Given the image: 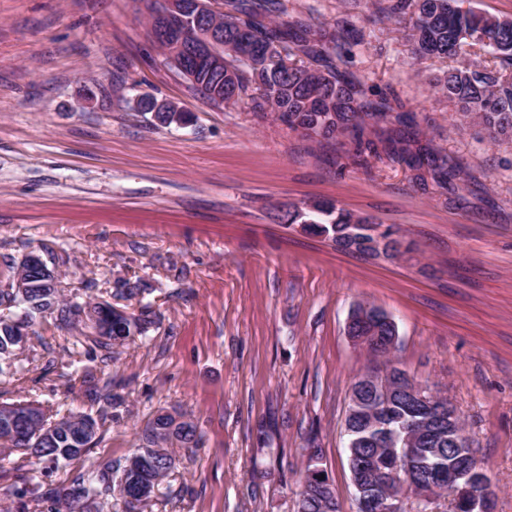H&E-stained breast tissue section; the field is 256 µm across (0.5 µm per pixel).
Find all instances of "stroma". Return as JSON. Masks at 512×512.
I'll return each mask as SVG.
<instances>
[{
  "mask_svg": "<svg viewBox=\"0 0 512 512\" xmlns=\"http://www.w3.org/2000/svg\"><path fill=\"white\" fill-rule=\"evenodd\" d=\"M331 28L360 19L346 67L397 98L412 124L368 121L382 158L358 164L349 139H312L248 101L215 104L152 42L138 0H0V288L11 261L55 264L64 299L98 298L155 324L88 372L73 368L85 326H32L54 350L48 375L22 370L11 402L96 413L92 380L123 400L92 457L119 459L161 412L196 424L172 443L176 468L144 512H295L319 449L336 512H356L345 418L356 377L394 366L448 398L490 477L495 512H512V140L437 94L445 62H415L401 26L370 23L365 0H288ZM176 103L163 126L136 101ZM425 148L457 177L440 185L399 149ZM330 202L393 227L413 249L386 259L336 248L278 223L282 205ZM125 277L143 300L116 297ZM397 328L390 360L347 334L357 306Z\"/></svg>",
  "mask_w": 512,
  "mask_h": 512,
  "instance_id": "1",
  "label": "stroma"
}]
</instances>
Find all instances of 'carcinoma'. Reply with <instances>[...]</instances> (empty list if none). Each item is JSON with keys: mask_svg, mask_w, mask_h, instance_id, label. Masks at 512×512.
Returning a JSON list of instances; mask_svg holds the SVG:
<instances>
[{"mask_svg": "<svg viewBox=\"0 0 512 512\" xmlns=\"http://www.w3.org/2000/svg\"><path fill=\"white\" fill-rule=\"evenodd\" d=\"M224 13L211 16L209 23L219 35L217 47L224 55V70L216 71L201 65L195 82L209 88L222 84L230 92L222 98L211 94L214 103L251 101L255 112H277L288 126L306 136H347L355 143L356 156L368 153L378 156V145L363 137L366 119L386 120L399 104L386 95L379 100L368 98L370 89L356 79L348 78L339 65L348 62V51L362 42L360 26L349 15L336 18L335 31L328 37L317 35L309 20L293 15L288 0H223ZM379 18L396 24L411 21L405 39L413 59H451L458 65L448 68L433 79V87L455 103L459 110L484 127L496 140L512 138V19H502L473 8L462 7V0H375ZM240 29L252 32L258 51L248 57L239 54L236 34ZM490 55L480 63H470L466 56L474 47ZM291 53L315 61L326 62L325 68L298 65L287 61ZM138 108L153 114L162 125L186 123L189 116L170 101L154 98L138 99ZM352 213L332 204L319 202L308 208L290 206L281 220L287 224H308L310 231L333 236L336 226L349 224ZM14 277L23 279L24 287L14 284L0 289V307L23 306L24 321L51 317L68 324L79 314L81 305L61 299L57 283L46 280L40 268L21 259L12 265ZM145 285L140 280L115 281V295L133 299L141 295ZM96 318L87 319L90 332L77 340L84 356L93 361L110 358L112 347L134 336H145L154 324V313L143 307L128 319L112 311V304L100 300L93 303ZM21 325L0 317V381L11 382L18 373L16 362L22 345L16 339ZM110 382L94 389L92 397L103 400L99 416L74 413L47 415L39 410L33 420L19 416L13 421L15 435L0 430V444L10 451H20L28 458V469L15 474L13 485L14 512H60L57 505L62 494L71 493L66 512H84L83 504L91 502L95 512H107L111 500L140 496L148 490L144 502L154 496L160 481L175 468V457L165 444L177 441L182 445L198 443L196 428L188 424L181 431L168 428L171 416L159 414L146 424L139 446L122 460L109 457L97 459L90 467L81 460L104 439L103 426L108 419L107 407L114 404L108 393ZM345 423L353 427L350 438L356 440V453L367 456L373 449L366 419L353 412ZM378 416L394 428L418 420L413 405L396 399L381 407ZM466 439L444 429L429 440L427 451L438 450L449 466L459 455ZM66 475L63 487L54 485L53 477ZM334 500L333 492L308 487L300 492L298 512H336L327 506Z\"/></svg>", "mask_w": 512, "mask_h": 512, "instance_id": "cac0c4a2", "label": "carcinoma"}]
</instances>
